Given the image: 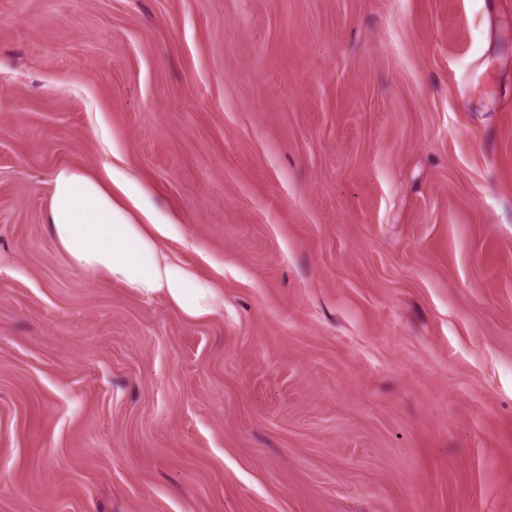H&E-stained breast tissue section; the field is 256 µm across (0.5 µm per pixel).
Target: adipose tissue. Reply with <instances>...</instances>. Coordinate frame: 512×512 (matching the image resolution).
Listing matches in <instances>:
<instances>
[{"label":"adipose tissue","instance_id":"1","mask_svg":"<svg viewBox=\"0 0 512 512\" xmlns=\"http://www.w3.org/2000/svg\"><path fill=\"white\" fill-rule=\"evenodd\" d=\"M47 223L69 259L93 277H107L145 298L164 297L196 320L224 309V294L207 276L175 260L165 247L175 223L151 208L125 174L104 177L62 168L53 179Z\"/></svg>","mask_w":512,"mask_h":512}]
</instances>
